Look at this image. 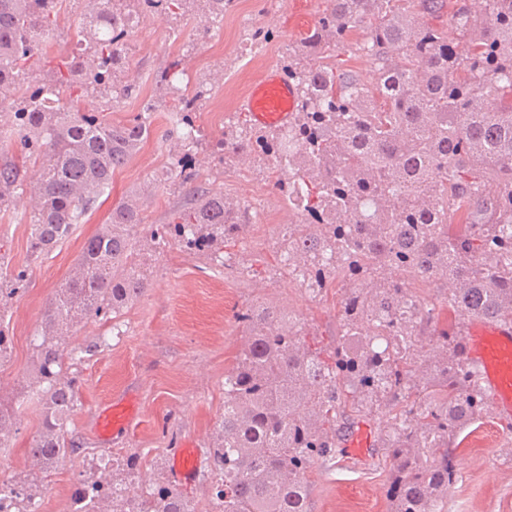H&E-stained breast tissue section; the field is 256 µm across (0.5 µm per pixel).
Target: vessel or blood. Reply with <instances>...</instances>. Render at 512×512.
Masks as SVG:
<instances>
[{"mask_svg":"<svg viewBox=\"0 0 512 512\" xmlns=\"http://www.w3.org/2000/svg\"><path fill=\"white\" fill-rule=\"evenodd\" d=\"M298 90L279 69L262 70L248 88L241 104L256 125L282 126L293 121ZM465 354L478 368L488 400L503 423L512 422V322L469 319L464 336ZM136 417L135 401L125 396L99 417L103 434L128 430ZM197 464L194 449H180L173 463L174 475L188 481Z\"/></svg>","mask_w":512,"mask_h":512,"instance_id":"obj_1","label":"vessel or blood"}]
</instances>
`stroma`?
I'll list each match as a JSON object with an SVG mask.
<instances>
[{
    "label": "stroma",
    "instance_id": "stroma-1",
    "mask_svg": "<svg viewBox=\"0 0 512 512\" xmlns=\"http://www.w3.org/2000/svg\"><path fill=\"white\" fill-rule=\"evenodd\" d=\"M326 0H230L222 21L211 32L197 31L191 21H166L147 13L137 25L135 42L127 45L130 73L136 83L109 115L124 123L144 100L156 93V77L177 55H187V94L197 100L196 125L203 140L195 151L198 182L237 199L245 207L250 228L220 260L182 251L169 244L143 261L148 287L124 309L116 323L89 321L78 328L73 347L96 341L97 352L85 355L74 370L80 378L79 407L71 430L80 446L74 463L52 469L46 479L43 512H67L77 479L91 475L93 459L136 453L144 478L170 476L172 459L183 445H193L205 461L215 422L224 411V373L239 350V311L273 305L300 319L314 347H333L339 331V296L335 290L318 298L289 278L281 262L277 237L297 212L273 182L229 159L217 163L206 142L236 122V98L262 67H281L301 34L311 29ZM274 35L258 45L256 30ZM173 129L168 102L152 115L151 134L129 163L114 172L112 183L95 208L51 251L33 255L28 192H17L10 210L0 215V277L24 271L26 277L10 304L11 359L0 368V398H14L32 369L31 340L43 312L68 276L84 240L109 223L125 196L152 187L144 212L148 224L168 223L185 200L181 180L170 173L169 145ZM136 394L139 416L128 432L102 436L97 428L101 406L122 393ZM40 425V407L26 403L19 430L5 458L15 471L27 470V444ZM512 430L490 416L464 431L456 451L458 481L449 488L445 512H512V460L502 448ZM312 512H388V472L379 448L362 459L338 455L330 464L313 465L309 474Z\"/></svg>",
    "mask_w": 512,
    "mask_h": 512
}]
</instances>
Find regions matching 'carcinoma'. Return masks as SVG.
Wrapping results in <instances>:
<instances>
[{
  "mask_svg": "<svg viewBox=\"0 0 512 512\" xmlns=\"http://www.w3.org/2000/svg\"><path fill=\"white\" fill-rule=\"evenodd\" d=\"M153 1L161 17L189 15L205 31L230 2L83 0L76 48L44 82L36 74L56 41L63 0H0V105H14L0 146L40 163L29 184L34 254L69 235L150 135L155 100L125 124L106 113L135 89L113 31ZM441 8L442 0H327L283 65L299 89L295 120L275 128L239 120L212 143L221 162L230 150L245 164L277 170L274 185L299 214L283 236L288 276L313 297L340 291L341 334L324 353L280 309L237 314L242 341L224 372V413L203 466L206 512H310L307 473L336 460L354 424L343 419L347 407L386 416L377 445L390 512H443L458 480L455 441L491 413L464 353L462 321H512V0L462 3L453 42L415 21V13ZM352 44L373 60L375 84L331 64ZM185 75L175 58L157 80L172 96L171 166L183 185L198 178L196 99L177 95ZM64 90L98 93L102 111H61L54 97ZM21 186L19 167L0 161V212ZM149 197L144 189L121 201L85 240L44 311L22 400L0 403L1 448L18 431L21 405L34 400L42 411L29 474L4 483L18 487L21 512L42 510L38 471L77 451L68 429L79 394L72 366L98 345L72 348L74 329L93 317L113 320L143 295L140 252L173 240L185 252L217 254L248 231L239 202L198 186L169 223L139 234ZM24 277L20 271L0 288V367L12 343L9 303ZM430 281L442 283L457 316L448 327L440 326L442 309L423 306L413 291ZM140 469L134 453L112 459V470L77 481L70 512H199L168 478L131 491Z\"/></svg>",
  "mask_w": 512,
  "mask_h": 512,
  "instance_id": "cac0c4a2",
  "label": "carcinoma"
}]
</instances>
